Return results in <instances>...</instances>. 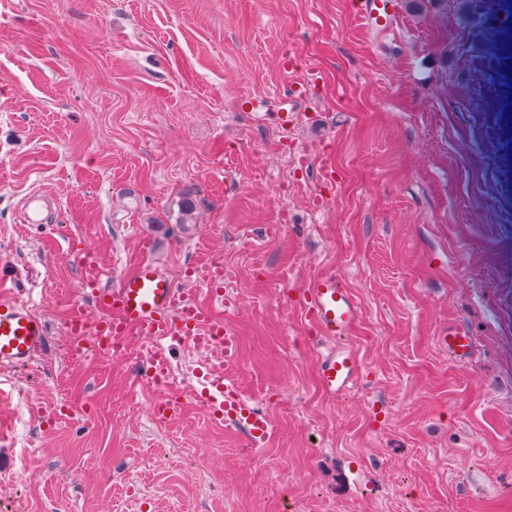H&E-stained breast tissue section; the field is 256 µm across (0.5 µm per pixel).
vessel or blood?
Masks as SVG:
<instances>
[{
	"label": "vessel or blood",
	"mask_w": 512,
	"mask_h": 512,
	"mask_svg": "<svg viewBox=\"0 0 512 512\" xmlns=\"http://www.w3.org/2000/svg\"><path fill=\"white\" fill-rule=\"evenodd\" d=\"M393 0H363L361 16L366 23L388 28ZM83 282L90 291L96 309L108 313V320L87 327L82 318H74L70 333L80 343L97 350L136 333L151 341V348L141 356L147 379L162 381L169 376L168 361L161 348L166 339L190 337L196 349L232 363L237 357L233 330L215 320L211 310L201 304H189L172 279L157 264L140 262L134 272L103 285L106 271L96 260L82 261ZM323 335L341 337L359 322L361 309L348 288L332 274L312 279L304 290ZM46 336L42 321L19 299H0V367L29 363ZM440 342L458 359L466 360L474 350L470 336L460 330L442 336ZM359 373L354 350L327 353L320 368V383L329 395L343 394ZM194 399L207 406L214 418L243 427L252 442L264 440L269 430L268 418L251 407L232 383L220 375H210L203 390Z\"/></svg>",
	"instance_id": "obj_1"
}]
</instances>
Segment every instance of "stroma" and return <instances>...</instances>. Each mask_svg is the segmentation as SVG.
<instances>
[{
    "instance_id": "obj_1",
    "label": "stroma",
    "mask_w": 512,
    "mask_h": 512,
    "mask_svg": "<svg viewBox=\"0 0 512 512\" xmlns=\"http://www.w3.org/2000/svg\"><path fill=\"white\" fill-rule=\"evenodd\" d=\"M395 3L382 32L359 0H0V297L47 328L0 368V512H512V14ZM32 193L51 223H21ZM87 255L156 261L233 328L263 442L192 400L156 419L137 335L71 354ZM215 255L228 307L189 275ZM323 273L362 311L335 398L300 300ZM163 348L202 388L189 341ZM440 343L448 347V350L460 361L469 358L474 350V342L464 331L455 330L448 335L441 336Z\"/></svg>"
}]
</instances>
